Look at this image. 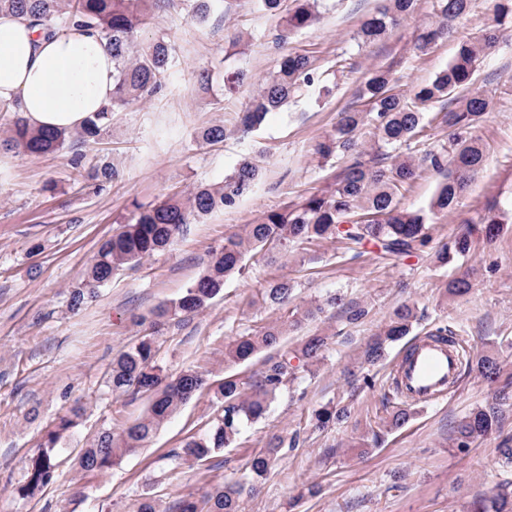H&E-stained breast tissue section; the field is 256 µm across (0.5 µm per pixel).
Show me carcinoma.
I'll use <instances>...</instances> for the list:
<instances>
[{
    "mask_svg": "<svg viewBox=\"0 0 512 512\" xmlns=\"http://www.w3.org/2000/svg\"><path fill=\"white\" fill-rule=\"evenodd\" d=\"M258 7L272 16H282V27L274 36L276 45L314 25L319 19L320 0H256ZM416 0H382L354 36L359 46L384 40L390 31L415 10ZM183 5L190 7L192 20L205 23L214 15L232 9V0H0V13L25 18L33 27L53 37L71 25L97 30L112 52V98L101 111L89 116L75 131L33 129L19 116V104L0 100V115L13 116L6 136L0 139L5 150H21L41 156L65 149L73 150L71 165L80 181L102 188L119 177L112 160L102 155L83 165V155L75 146L96 142L112 127L113 115L146 101L163 88L174 62L171 37L161 32L147 42H137L141 30L154 24L156 14ZM473 0H436L437 20L418 28L414 49L425 53L448 36L454 22L467 14ZM512 19V0H495L492 23L481 34L461 43L454 58L435 79L408 92L395 89L390 69L377 68L360 89L361 103L340 112L331 131L315 147V154L327 160H344V167L325 191L313 193L285 207L269 211L255 224L243 225V232L224 238V244L212 250V260L204 274L180 297L152 312V335L128 345L113 358L106 386L114 393L145 394L150 398L146 413L118 432L106 430L80 455L82 471H105L121 466L125 458L144 447L158 428L196 393L208 386L204 372L188 368L171 377L155 360L154 335L161 325L180 316L206 309L224 291L227 279L247 270L246 256L274 257L289 245L300 241L334 240L343 248L361 254L368 244L377 248V258L392 260L407 256L431 243L429 224L455 210L460 196L486 161V146L474 135V129L489 109L485 94L473 89L474 75L483 56L495 47L505 25ZM253 87L246 112L239 122L217 123L197 132L202 145H214L237 139L253 131L266 115L287 105L303 88L330 89L317 77L311 58L291 52L281 56L275 69L266 77L253 81L243 67L224 70V90L235 92ZM435 117L448 127V142L437 150L418 152L413 147L425 129L424 117L432 108ZM368 131L371 144L362 146L360 136ZM424 169L442 175L428 210L401 206L400 198ZM262 175L260 161L244 157L237 161L218 183L200 184L187 197L178 193L143 208L136 206L132 217L122 222L112 236L102 242L87 269L82 287L73 291L70 307L78 310L85 299L92 298L112 276L134 267L143 258L170 247L193 221L216 211L232 209L251 192ZM512 220V201L495 200L477 219L465 221L466 229L451 245L436 250L439 262L446 264L450 255L469 253L473 236L487 241L499 235L500 225ZM294 284L286 277L267 283L264 302L282 309L287 319L242 335L231 342L224 353L227 361L245 364L263 351L280 344L284 326L299 327L322 307H289ZM343 313L351 324L365 320L369 311L358 303H343ZM418 321L415 305L396 307L388 320L366 343L361 358L368 364L382 361L388 348L407 336ZM429 336L456 345L465 365L476 363L490 380L499 377L501 366L496 357L482 354L474 359L453 332L439 327ZM327 345V337L313 334L300 346L265 360L262 369L247 381L235 376L224 378L213 390L222 403V414L210 424L205 434L193 437L172 452L179 463H201L218 451L238 443L245 425L266 416L287 384L296 379L290 372L291 360L305 365L318 360ZM512 400V390L505 386L495 402L472 410L458 424L453 447L464 451L486 437L498 424L501 407ZM345 406L327 404L313 413L315 427L325 429L347 417ZM81 408L59 418L48 429L39 448L28 458L17 493L33 498L55 480L56 451L61 441L78 425ZM298 435H277L247 462L242 478L207 492L196 499L181 498L172 512H240V501L266 479L285 451L295 447ZM470 512H512V495L497 492L479 494L470 504Z\"/></svg>",
    "mask_w": 512,
    "mask_h": 512,
    "instance_id": "carcinoma-1",
    "label": "carcinoma"
}]
</instances>
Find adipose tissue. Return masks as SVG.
Here are the masks:
<instances>
[{
    "mask_svg": "<svg viewBox=\"0 0 512 512\" xmlns=\"http://www.w3.org/2000/svg\"><path fill=\"white\" fill-rule=\"evenodd\" d=\"M111 95L112 54L99 33L48 37L0 14V99L18 101L30 127H80Z\"/></svg>",
    "mask_w": 512,
    "mask_h": 512,
    "instance_id": "obj_1",
    "label": "adipose tissue"
}]
</instances>
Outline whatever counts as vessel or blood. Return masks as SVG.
Instances as JSON below:
<instances>
[{"mask_svg": "<svg viewBox=\"0 0 512 512\" xmlns=\"http://www.w3.org/2000/svg\"><path fill=\"white\" fill-rule=\"evenodd\" d=\"M461 365L455 346L425 338L396 366L394 384L400 398L417 406L444 401L455 391Z\"/></svg>", "mask_w": 512, "mask_h": 512, "instance_id": "vessel-or-blood-1", "label": "vessel or blood"}]
</instances>
